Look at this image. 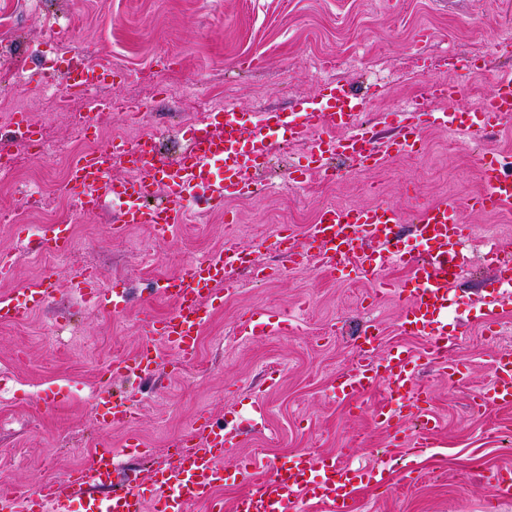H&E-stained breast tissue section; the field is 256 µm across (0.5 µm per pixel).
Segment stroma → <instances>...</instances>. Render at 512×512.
<instances>
[{"label":"stroma","instance_id":"35a3bbf8","mask_svg":"<svg viewBox=\"0 0 512 512\" xmlns=\"http://www.w3.org/2000/svg\"><path fill=\"white\" fill-rule=\"evenodd\" d=\"M508 12L512 0H0V20L18 51L80 55L116 70L101 90L113 108L91 120L103 137L193 124L208 110L201 87L220 92L223 107L245 122L256 121L263 109L297 120L306 107H326V85L333 81L357 95L362 121L384 140L396 134L405 103L426 78L464 81L466 65L488 73L466 81L455 100L432 103L434 112H469L487 97L490 76L512 71V43L499 25ZM253 56L260 65L243 66ZM170 85L181 94H167ZM16 104L37 120L49 151L34 162L18 150V177L39 176L46 195L42 213L20 211L0 222V256L11 264L0 277V294L23 293L47 273L58 290L23 325L0 322V489L63 479L103 442L135 439L164 459L170 441L206 416L233 420L237 458L285 462L311 451L361 468L380 457L389 468L388 489L360 483V512H490L489 474L512 469V407L477 412L471 398L488 383L494 355L512 350V306L489 310L497 330L492 336L466 303L451 300L448 332L458 343L448 359L465 366L466 379L449 382L436 364L422 362L419 379L440 422L437 437L425 448L394 447L373 419L384 386L368 389L354 405L333 397L330 385L353 368L350 335L368 319H376L383 349L404 346L421 354L425 342L400 334L392 297L372 304L373 277L349 265L328 276L310 257L293 266L272 228L291 224L306 235L326 204L383 201L407 213L414 194L430 203L466 202L481 188L482 157L512 154V118L478 144H449L441 127L428 125L423 153L387 159L373 170L346 166L324 189L291 185L288 170L305 164L306 144L277 133L268 168L253 176L262 191L225 199L223 210L192 215L159 240L144 225L113 233L112 207L91 214L57 194L79 145L71 114L83 109V100L55 105L31 82ZM463 219L473 227L465 243L473 259L465 286L477 295L491 277L479 261L487 236L494 231L512 239V210H467ZM64 220L71 228L66 250L38 255V226ZM229 237L251 249L257 262L279 268V276L257 283L250 270L237 272L241 287L212 308L193 372L183 373L167 350L146 385L105 376L110 364L143 344L144 315L162 319L172 311L163 298H149V283L222 248ZM83 269L127 290L126 308L115 312L73 296L69 284ZM247 314L255 331L243 336L238 325ZM105 386L130 397L131 423L100 427L96 397Z\"/></svg>","mask_w":512,"mask_h":512}]
</instances>
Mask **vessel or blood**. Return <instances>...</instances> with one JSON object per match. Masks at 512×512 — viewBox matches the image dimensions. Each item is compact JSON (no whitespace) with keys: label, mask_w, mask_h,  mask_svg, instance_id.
<instances>
[{"label":"vessel or blood","mask_w":512,"mask_h":512,"mask_svg":"<svg viewBox=\"0 0 512 512\" xmlns=\"http://www.w3.org/2000/svg\"><path fill=\"white\" fill-rule=\"evenodd\" d=\"M111 82V67L95 61L69 78L71 88L84 95L89 111L95 114L111 111V99L100 93L101 87ZM464 90L461 83L427 80L421 94L405 107L408 121L396 136L382 144L361 122V104L352 102L350 94L339 85L331 86L327 109L309 111L310 124L306 127L291 125L284 112L262 111L251 128L242 123L236 112H210L197 122L188 155L181 162H167L146 147L115 140L107 149L73 159L67 188L85 211L101 210L106 202L116 200L120 203V224H145L165 236L174 225L184 223L196 206L220 209L225 198L249 193L248 174L267 161L272 151L269 134L274 130L288 129L290 139L306 141V165L288 174L290 181L302 186L314 173L328 171L334 161L372 169L386 158L422 151L421 131L428 123L451 132L463 131L468 138L478 140L495 122L512 114L511 73L493 76L492 90L481 111L436 114L429 110L430 102L458 97ZM116 160L135 171V179L121 185L114 183L112 163ZM216 166L223 168L224 176L215 184L211 175ZM481 180V192L464 206L452 199L432 203L416 210L408 222L400 211L381 202L363 207L328 205L307 231L309 246L316 249L327 273H335L338 266L350 263L368 275L392 264L409 267L410 274L401 284L394 288L381 285L374 289L373 296L379 299L393 293L404 300L401 331L425 338L427 360L440 364L452 381L461 379L463 371L448 360V351L457 342L448 333V301L464 263L461 247L472 233L462 212L467 207L498 211L512 204V177L502 175L498 161L483 163ZM159 189L166 194L165 204L145 205V198ZM405 223L417 239L427 244L424 257L408 258L399 251L397 237ZM69 238L67 226L49 224L41 232L40 244L43 249L58 251ZM370 246L375 249L371 255L366 252ZM481 261L492 271L494 282L482 297L483 307L512 305V246L489 244ZM242 267L251 269L258 281L277 274L275 268L256 264L251 251L228 243L164 278L159 292L173 302V313L162 320L148 319L149 341L135 357L116 362L113 373L149 377L161 363L157 350L161 342L182 360H193L209 305L237 291L239 284L233 273ZM56 287V280L47 274L25 299L1 294L0 322L27 317L55 293ZM379 336L378 327H367L357 346L359 360L350 371L337 375L332 393L339 399L358 398L377 382H386L387 393L374 412L376 422L396 440L401 437L402 424L415 422L413 445L427 447L435 439L437 422L428 413L429 392L418 382V360L412 351L403 348L379 354ZM98 401L102 407L101 426H122L131 420L133 407L129 401L114 398L107 390L100 392ZM474 405L479 409L512 406L511 351L496 354L491 379L476 395ZM235 444L234 434L224 432L204 417L194 422L189 436L173 439L167 463L152 471L157 512H188L193 503L211 499L229 469L221 459ZM149 454V449L135 442L118 448L101 444L74 475L43 482L38 497L24 492L0 493V512H62L66 492L84 489L90 492L83 502L85 512H145L139 486L123 469L122 462ZM232 469L250 486L238 501L236 512H303L308 505H324L329 512L359 509L356 492L362 473L333 456L301 453L282 465L272 461L262 465L238 462Z\"/></svg>","instance_id":"obj_1"}]
</instances>
